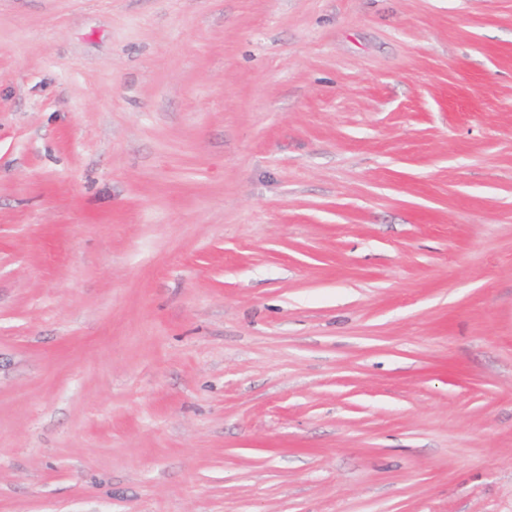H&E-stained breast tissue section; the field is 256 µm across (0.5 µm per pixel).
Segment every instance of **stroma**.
Returning a JSON list of instances; mask_svg holds the SVG:
<instances>
[{
	"mask_svg": "<svg viewBox=\"0 0 512 512\" xmlns=\"http://www.w3.org/2000/svg\"><path fill=\"white\" fill-rule=\"evenodd\" d=\"M0 512H512V0H0Z\"/></svg>",
	"mask_w": 512,
	"mask_h": 512,
	"instance_id": "35a3bbf8",
	"label": "stroma"
}]
</instances>
